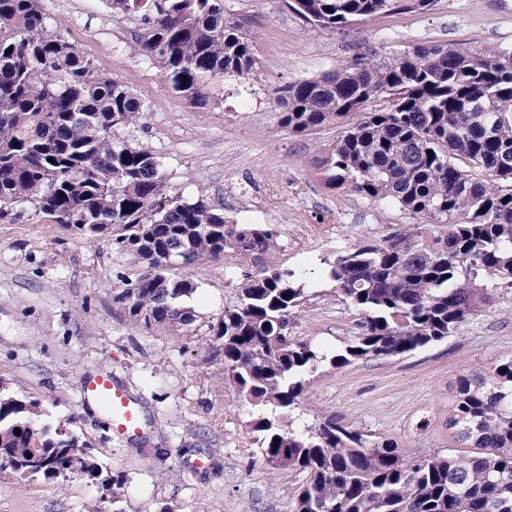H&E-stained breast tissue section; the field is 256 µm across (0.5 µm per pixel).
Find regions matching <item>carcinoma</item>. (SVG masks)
<instances>
[{
    "label": "carcinoma",
    "instance_id": "cac0c4a2",
    "mask_svg": "<svg viewBox=\"0 0 512 512\" xmlns=\"http://www.w3.org/2000/svg\"><path fill=\"white\" fill-rule=\"evenodd\" d=\"M144 25L133 51L197 108L226 75L257 62L222 0H108ZM438 0H286L314 30L350 34L369 17L434 10ZM280 126L342 127L321 162L327 184L388 201L417 220L336 253L328 276L364 315L331 354L288 335L307 289L273 261L278 229L238 224L168 186L161 157L133 142L144 106L52 30L42 0H0V220L30 207L88 243L110 235L137 270L112 302L145 328L187 332L196 284L183 266L229 254L258 268L211 327L209 353L250 407L264 462L306 473L293 512H512V360L459 382L449 426L472 448L412 458L335 419L293 417L308 379L354 360L398 356L458 331L512 289V46L368 49L282 89ZM127 132L115 137V129ZM41 402L0 388V480L79 477L112 491L71 418L38 421ZM20 434H15V431Z\"/></svg>",
    "mask_w": 512,
    "mask_h": 512
}]
</instances>
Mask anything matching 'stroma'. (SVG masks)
<instances>
[{
	"label": "stroma",
	"mask_w": 512,
	"mask_h": 512,
	"mask_svg": "<svg viewBox=\"0 0 512 512\" xmlns=\"http://www.w3.org/2000/svg\"><path fill=\"white\" fill-rule=\"evenodd\" d=\"M53 29L76 44L142 102L139 144L158 153L168 184L247 224L280 232L274 261L294 271L309 297L292 325L297 339L335 353L356 335L361 314L327 276V259L381 238L409 215L385 202L327 188L324 145L339 134L279 127L278 90L350 60L362 45L383 51L438 42L449 47L512 45V0H440L435 10L376 16L344 36L315 31L283 0H224L243 19L259 58L254 77L226 76L217 101L197 109L175 94L150 61L133 52L141 26L112 19L107 0H43ZM247 264L231 257L188 269L197 320L175 335L133 325L112 292L134 272L111 238L88 243L25 211L0 220V386L38 397L54 418H74L98 461L121 476L118 495L72 478L64 486L0 482V512H292L304 476L268 468L248 414L207 363L210 327L237 303ZM512 359V291L441 342L390 358L325 368L310 379V422L328 417L371 439L390 438L408 455L461 449L448 424L462 376ZM109 371L143 406V438L118 442L106 417L80 396L82 378Z\"/></svg>",
	"instance_id": "1"
}]
</instances>
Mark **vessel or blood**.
Masks as SVG:
<instances>
[{
  "label": "vessel or blood",
  "mask_w": 512,
  "mask_h": 512,
  "mask_svg": "<svg viewBox=\"0 0 512 512\" xmlns=\"http://www.w3.org/2000/svg\"><path fill=\"white\" fill-rule=\"evenodd\" d=\"M82 398L107 413L117 439L134 440L142 435L145 426L142 407L111 373L94 371L86 375L82 381Z\"/></svg>",
  "instance_id": "vessel-or-blood-1"
}]
</instances>
